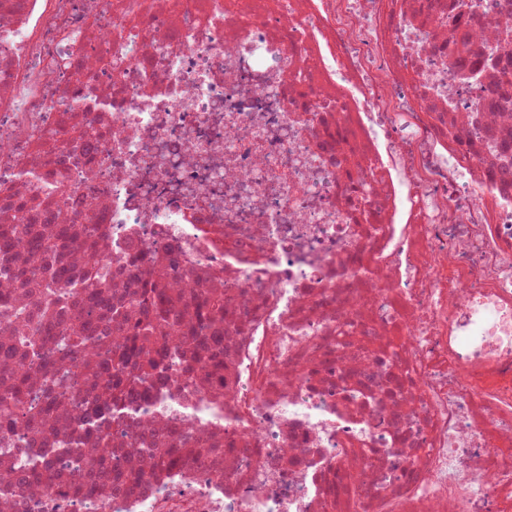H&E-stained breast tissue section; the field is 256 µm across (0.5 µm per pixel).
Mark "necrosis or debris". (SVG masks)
I'll return each instance as SVG.
<instances>
[{
	"instance_id": "4bbe7bcc",
	"label": "necrosis or debris",
	"mask_w": 512,
	"mask_h": 512,
	"mask_svg": "<svg viewBox=\"0 0 512 512\" xmlns=\"http://www.w3.org/2000/svg\"><path fill=\"white\" fill-rule=\"evenodd\" d=\"M512 0H0V224L18 202L86 244L0 240V390L67 357L24 320L105 276L124 310L173 267L170 371L113 428L134 487L66 459L0 512H512ZM38 262L41 277L12 272ZM191 450L163 469L140 437ZM97 450L79 405L40 432ZM69 228L63 226L60 228L56 238H45L43 236H32L25 242V247L33 255L44 254L53 251L59 244L60 241L66 239L69 236Z\"/></svg>"
}]
</instances>
